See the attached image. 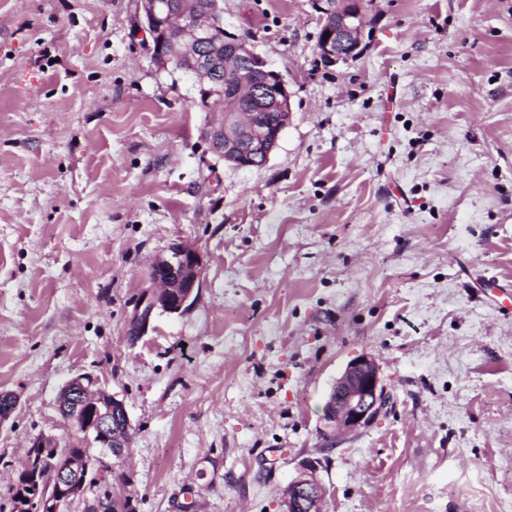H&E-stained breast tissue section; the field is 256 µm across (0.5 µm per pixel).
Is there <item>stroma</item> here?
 <instances>
[{
  "label": "stroma",
  "instance_id": "1",
  "mask_svg": "<svg viewBox=\"0 0 512 512\" xmlns=\"http://www.w3.org/2000/svg\"><path fill=\"white\" fill-rule=\"evenodd\" d=\"M222 6L293 93L259 168L214 155L137 0H0V503L90 374L134 430V512H282L310 459L323 512H512V0H370L331 65L310 0ZM177 243L196 301L131 337ZM363 354L389 404L331 439Z\"/></svg>",
  "mask_w": 512,
  "mask_h": 512
}]
</instances>
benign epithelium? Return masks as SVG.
<instances>
[{"label":"benign epithelium","mask_w":512,"mask_h":512,"mask_svg":"<svg viewBox=\"0 0 512 512\" xmlns=\"http://www.w3.org/2000/svg\"><path fill=\"white\" fill-rule=\"evenodd\" d=\"M310 3L320 22L319 55L331 64L358 55L368 24L360 0ZM140 12L154 63L163 70L189 75L201 88L208 106L219 112V119L204 128L212 151L242 169L255 167L257 157L268 161L287 127L292 93L284 76L247 39L224 29L220 0H212L211 9L198 18L175 7L170 0H140ZM242 59L249 61L258 75L251 84L229 85L213 78L216 69H232ZM247 103L266 105L280 113L282 119L269 128L259 126L254 122V112L243 111ZM201 267L198 251L183 244L156 260L150 279L157 291L144 299V308L136 310L134 322L148 325L157 309L169 314L188 310L193 305ZM388 402L375 360L361 355L349 361L336 378L326 400L324 419L333 434L347 436L369 427ZM57 408L67 422L83 419L86 439L104 448L112 447V416L128 417L123 401L89 374H80L63 386ZM31 442L52 450L50 455H42L37 465H28L30 475L33 468L44 466L54 475L51 485L43 491L45 512H66L80 485L89 480L99 484L106 473V454L80 471L72 463L64 466L58 462L63 442L56 435L40 433ZM317 468L318 462L306 461L303 472L288 483L283 512H321L325 487L316 476Z\"/></svg>","instance_id":"1"}]
</instances>
